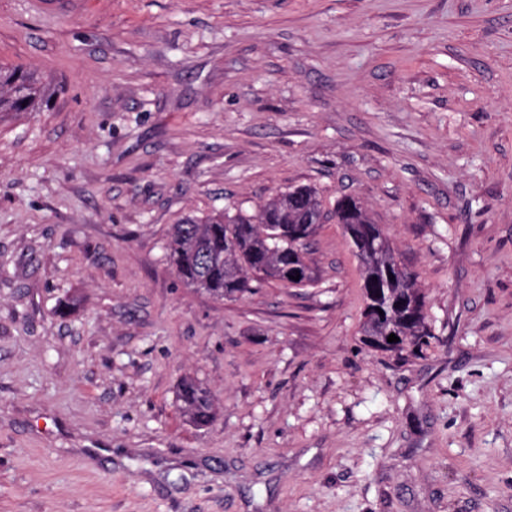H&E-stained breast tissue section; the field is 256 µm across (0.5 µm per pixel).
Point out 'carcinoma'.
<instances>
[{
	"instance_id": "cac0c4a2",
	"label": "carcinoma",
	"mask_w": 512,
	"mask_h": 512,
	"mask_svg": "<svg viewBox=\"0 0 512 512\" xmlns=\"http://www.w3.org/2000/svg\"><path fill=\"white\" fill-rule=\"evenodd\" d=\"M48 99L45 79L21 67L0 66V113L39 112ZM335 217L347 233L356 226L377 233L372 243L355 250L362 281L363 342L400 354L428 343L432 331L418 276L401 265L360 202L341 198ZM326 218L318 192L308 187L281 191L252 214L239 209L188 217L172 227L170 262L186 286L217 301L249 293L264 281L304 288L315 282L306 261L307 245L318 229L316 221ZM296 274L297 281L292 279ZM376 304L381 310L374 309ZM392 333L399 341L387 342ZM178 401L182 415L197 426L215 418L212 395L192 377L182 380Z\"/></svg>"
}]
</instances>
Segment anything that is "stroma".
<instances>
[{
	"instance_id": "stroma-1",
	"label": "stroma",
	"mask_w": 512,
	"mask_h": 512,
	"mask_svg": "<svg viewBox=\"0 0 512 512\" xmlns=\"http://www.w3.org/2000/svg\"><path fill=\"white\" fill-rule=\"evenodd\" d=\"M0 64L53 89L0 115V512H512V0H0ZM302 185L427 345L361 342L332 218L311 286L178 279L173 225ZM335 217L337 224H343L360 263L363 342L382 351L400 354L413 352L427 344L433 335L425 291L418 276L401 265L389 239L360 202L351 197L341 198L336 203ZM355 226L366 227L378 237L357 249L349 236ZM389 274H393V280L389 279ZM375 304L381 306L384 316L374 309ZM391 333L399 338L398 342H387ZM178 401L182 415L197 426H206L215 418L216 408L212 395L192 377L182 380Z\"/></svg>"
}]
</instances>
